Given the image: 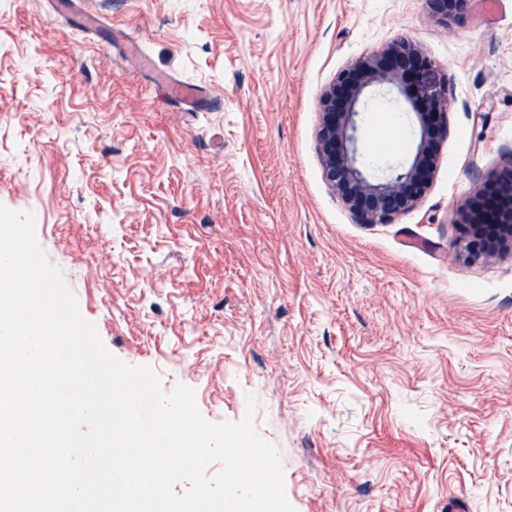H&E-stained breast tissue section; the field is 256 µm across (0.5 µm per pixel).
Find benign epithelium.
I'll use <instances>...</instances> for the list:
<instances>
[{"instance_id": "1", "label": "benign epithelium", "mask_w": 512, "mask_h": 512, "mask_svg": "<svg viewBox=\"0 0 512 512\" xmlns=\"http://www.w3.org/2000/svg\"><path fill=\"white\" fill-rule=\"evenodd\" d=\"M426 2L435 17L451 26L464 19L470 0ZM379 90L403 98L418 133L408 159L377 174L361 151L359 121ZM447 136L448 77L404 37L348 63L319 100L322 176L357 224H391L415 210L432 186ZM455 223L470 260L512 254V150L505 152L500 170L458 204Z\"/></svg>"}]
</instances>
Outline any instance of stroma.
<instances>
[{
	"label": "stroma",
	"instance_id": "stroma-1",
	"mask_svg": "<svg viewBox=\"0 0 512 512\" xmlns=\"http://www.w3.org/2000/svg\"><path fill=\"white\" fill-rule=\"evenodd\" d=\"M401 36L448 76V136L416 210L358 224L319 99ZM385 106L378 168L414 144ZM511 148L512 0L452 29L426 0H0V204L113 356L212 423L256 396L295 512H512V257L467 261L455 222Z\"/></svg>",
	"mask_w": 512,
	"mask_h": 512
}]
</instances>
